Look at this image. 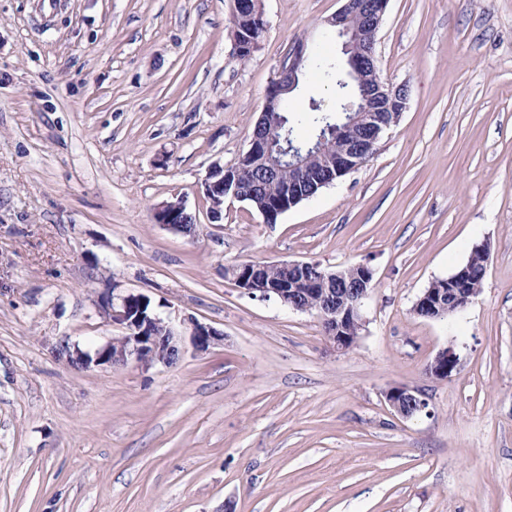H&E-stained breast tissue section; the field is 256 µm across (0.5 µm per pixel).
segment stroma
Listing matches in <instances>:
<instances>
[{"instance_id": "1", "label": "stroma", "mask_w": 512, "mask_h": 512, "mask_svg": "<svg viewBox=\"0 0 512 512\" xmlns=\"http://www.w3.org/2000/svg\"><path fill=\"white\" fill-rule=\"evenodd\" d=\"M344 0H0V512H512V0H389L375 60L408 105L374 156L276 223L201 183L249 148L298 41L336 61ZM336 106L304 72L289 99ZM183 199L194 237L155 223ZM487 243L481 294L413 307ZM373 271L355 346L228 267ZM146 295L223 332L171 367L76 370L121 336L99 297ZM453 348L456 372L427 368ZM426 410L405 419L384 394ZM252 0H234V11L233 16H241L244 15L240 21L239 27L242 30V33L244 36L251 31L255 30L254 35L250 34L249 37L246 38L245 41L242 43L234 42L235 51L237 56L241 54L242 52H245L249 47H256L258 46V43L262 37V33L264 30V25L260 26L257 30L259 22H263L262 13L259 9L258 5L253 6V13L248 11L251 8ZM247 13V14H246ZM259 16V20H256V17ZM264 23V22H263ZM251 55V52L249 50L246 51L245 54H243L242 59H246ZM385 398L390 408L403 418L419 415L428 406L420 393L404 386L389 389Z\"/></svg>"}]
</instances>
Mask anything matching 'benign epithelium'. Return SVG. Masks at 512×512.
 <instances>
[{"instance_id":"1","label":"benign epithelium","mask_w":512,"mask_h":512,"mask_svg":"<svg viewBox=\"0 0 512 512\" xmlns=\"http://www.w3.org/2000/svg\"><path fill=\"white\" fill-rule=\"evenodd\" d=\"M388 0H345L343 7L327 19L342 38L345 55L344 72L352 99L348 107L349 118L336 136L320 139L315 156L321 165L339 179L361 167L375 151V146L385 129L396 123L406 109L408 89L404 85L393 86L379 73L374 61L375 34L383 19ZM307 59V44L303 41L294 48L288 66L284 67L267 90V97L290 92L299 84V75ZM269 109L261 112L252 131L248 154L260 156V161L279 176L288 175V188L278 202V211L296 205L298 197L291 188L301 185L309 177L307 151L292 143L286 147L273 146L267 134ZM203 194L212 200L226 192L238 199L245 194L238 187H229L224 181V167H211L202 182ZM155 221L173 231L185 235L195 232L196 215L187 209L181 199L159 204L154 211ZM275 268L283 272L279 282L257 289L254 283L257 272ZM358 280L343 293L336 288L345 281V271L327 270L317 263L276 261L269 263L244 262L229 269L235 284L251 295L260 298L276 297L296 311H315L339 350H347L358 337L352 331L363 327L361 307L369 294L373 280L371 268L359 263ZM469 266H463L449 276L445 288H428L417 299L414 312L427 318H439L443 313L455 314L475 299V293L466 287ZM148 298L129 293L114 303L108 297L97 302L98 314L114 324L122 326L124 335L90 354L76 346L62 343L55 349V356L67 366L87 369L91 366L124 365L133 360L144 365L160 363L164 366L177 364L183 353L182 334L156 312L147 313ZM190 342L198 352H207L224 341V334L193 318L188 320ZM458 366L453 349L440 351L430 364V373L438 379L452 376ZM390 408L403 418L421 414L428 406L422 395L408 387H394L385 395Z\"/></svg>"}]
</instances>
